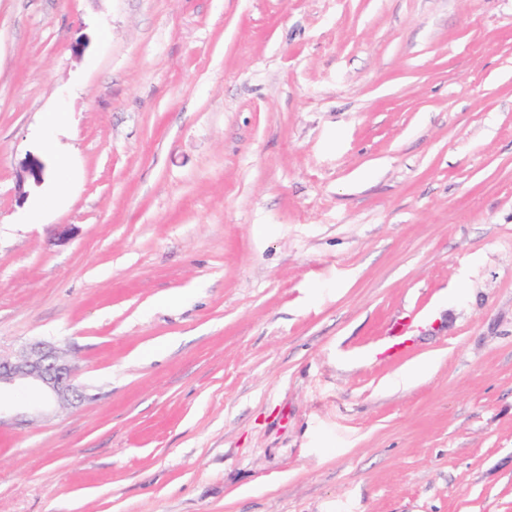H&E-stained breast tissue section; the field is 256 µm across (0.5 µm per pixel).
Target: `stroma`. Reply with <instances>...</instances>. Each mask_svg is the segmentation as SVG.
<instances>
[{
	"instance_id": "35a3bbf8",
	"label": "stroma",
	"mask_w": 512,
	"mask_h": 512,
	"mask_svg": "<svg viewBox=\"0 0 512 512\" xmlns=\"http://www.w3.org/2000/svg\"><path fill=\"white\" fill-rule=\"evenodd\" d=\"M35 340L0 512H512V0H0ZM45 166L44 163L35 156H29L22 165L20 180L18 184L19 201L26 200L28 194L24 190L25 185L38 186L44 181ZM24 389L44 401L31 405L22 416H39L51 405L79 407L87 399L83 387L74 381L67 353L45 342H34L14 356L0 353V425L14 406L2 400L13 390Z\"/></svg>"
}]
</instances>
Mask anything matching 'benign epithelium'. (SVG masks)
Listing matches in <instances>:
<instances>
[{
    "instance_id": "1",
    "label": "benign epithelium",
    "mask_w": 512,
    "mask_h": 512,
    "mask_svg": "<svg viewBox=\"0 0 512 512\" xmlns=\"http://www.w3.org/2000/svg\"><path fill=\"white\" fill-rule=\"evenodd\" d=\"M44 175V163L35 156L28 157L22 165L18 184L19 201L27 198L24 187L41 185ZM17 389H24L42 400L25 411L27 416H39L51 405L78 407L87 399L84 388L74 381L67 353L41 341L14 356L0 354V423L5 415L14 411L13 404L3 396Z\"/></svg>"
}]
</instances>
